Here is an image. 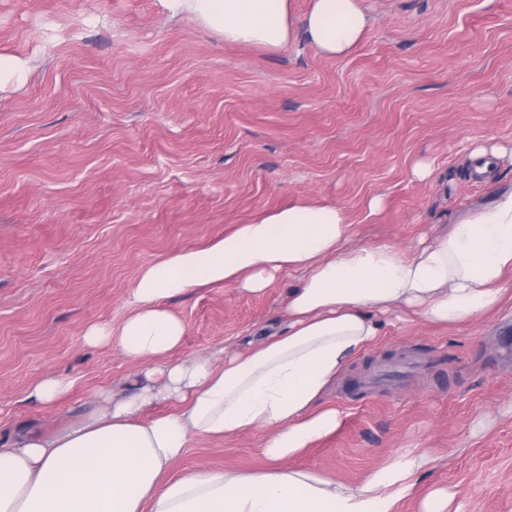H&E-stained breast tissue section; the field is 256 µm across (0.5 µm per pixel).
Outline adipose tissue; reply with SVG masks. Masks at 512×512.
Listing matches in <instances>:
<instances>
[{"mask_svg": "<svg viewBox=\"0 0 512 512\" xmlns=\"http://www.w3.org/2000/svg\"><path fill=\"white\" fill-rule=\"evenodd\" d=\"M225 44L277 52L304 37L340 59L373 19L363 0H161ZM337 205L296 202L238 225L201 249L145 267L119 328L92 325L87 345H116L139 368L130 394L105 392L76 424L50 433L15 430L0 444V512H400L429 456L403 449L349 486L290 467L289 459L334 432L341 414L325 398L348 364L375 344L383 315L402 305L430 322L460 326L493 312L512 273V188L448 231L406 250L347 243ZM283 326L221 362L168 361L185 325L165 305L192 288L234 284L261 293L284 271ZM163 401L177 411L148 415ZM268 432L263 472L197 469L171 478L191 438Z\"/></svg>", "mask_w": 512, "mask_h": 512, "instance_id": "obj_1", "label": "adipose tissue"}]
</instances>
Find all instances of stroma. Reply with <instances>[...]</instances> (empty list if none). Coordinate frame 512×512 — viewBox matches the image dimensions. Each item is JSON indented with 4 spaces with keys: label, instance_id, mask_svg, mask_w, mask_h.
Wrapping results in <instances>:
<instances>
[{
    "label": "stroma",
    "instance_id": "35a3bbf8",
    "mask_svg": "<svg viewBox=\"0 0 512 512\" xmlns=\"http://www.w3.org/2000/svg\"><path fill=\"white\" fill-rule=\"evenodd\" d=\"M364 3L363 42L329 59L302 38L224 45L159 0H0V53L30 66L0 89L1 435L76 421L93 391L132 386L136 367L83 336L120 324L150 263L299 199L341 205L350 243L411 247L512 186V151L498 183L468 166L473 143L512 148V0ZM299 280L168 300L186 327L174 359L276 332ZM503 288L500 310L458 327L392 314L327 397L339 427L293 467L356 485L414 448L435 463L401 512L436 487L454 512H512V275ZM49 374L73 392L28 401ZM265 438L192 439L173 472L266 470Z\"/></svg>",
    "mask_w": 512,
    "mask_h": 512
}]
</instances>
